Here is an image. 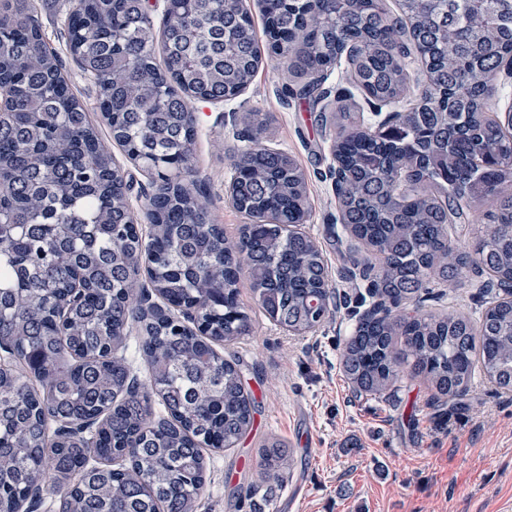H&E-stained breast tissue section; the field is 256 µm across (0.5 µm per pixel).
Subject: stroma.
Masks as SVG:
<instances>
[{"instance_id": "1", "label": "stroma", "mask_w": 512, "mask_h": 512, "mask_svg": "<svg viewBox=\"0 0 512 512\" xmlns=\"http://www.w3.org/2000/svg\"><path fill=\"white\" fill-rule=\"evenodd\" d=\"M30 4L73 93L124 174L141 229H148L143 190L150 178L113 143L96 90L63 39L70 0ZM306 81L296 74L282 79L266 58L236 99L189 102L195 130L191 165L210 197L213 223L234 237L247 221L229 186L233 158L247 145L238 117L260 113L267 120L264 144L288 152L307 176L310 217L304 229L322 249L330 286L342 299L316 331L297 335L265 316L248 273L240 274L239 302L254 329L221 352L238 364L255 397L254 425L236 447L211 454L198 512H255L246 488L256 476L258 449L272 436L293 448L295 468L264 512H512V392L484 381L461 404L441 406L420 376L403 377L395 392L370 395L354 391L343 374L340 352L374 300L368 280L347 273L354 256L329 176L332 144L339 116L368 124L374 118L348 64L325 82L332 90L347 89L344 103L300 98L296 91ZM488 280L472 270L457 285H432L433 297L424 306L435 314L478 316L500 297Z\"/></svg>"}]
</instances>
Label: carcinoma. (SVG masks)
I'll return each mask as SVG.
<instances>
[{"label": "carcinoma", "mask_w": 512, "mask_h": 512, "mask_svg": "<svg viewBox=\"0 0 512 512\" xmlns=\"http://www.w3.org/2000/svg\"><path fill=\"white\" fill-rule=\"evenodd\" d=\"M262 0L274 66L318 76L352 66L372 108L406 94L409 41L427 85L402 135L339 127L336 194L353 237L378 264L361 275L378 298L340 353L358 391L383 394L409 373L456 404L476 376L512 392V301L477 321L411 307L431 284L468 268L512 278V133L487 96L512 61V0H451L439 22L424 0ZM72 57L93 82L112 138L153 176L143 239L110 149L74 95L59 55L23 0H0V512H30L45 493L57 512H197L204 450L235 447L255 401L218 351L253 332L237 302L245 269L264 314L297 334L330 315L322 250L301 230L307 179L288 153L263 146L256 112L240 122L233 202L251 222L237 238L209 222L192 178L187 100H222L250 84L261 50L243 0H170L161 35L143 0H74ZM161 39L164 67L155 61ZM490 200L473 246L449 224ZM163 305L140 282L139 258ZM137 324L147 382L121 353ZM294 466L282 439L261 444L247 493L268 502Z\"/></svg>", "instance_id": "cac0c4a2"}]
</instances>
